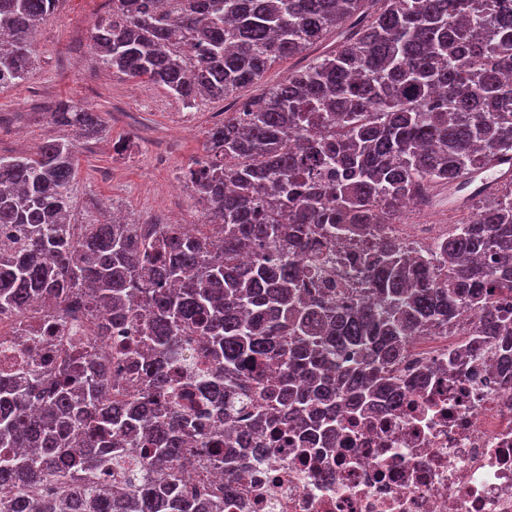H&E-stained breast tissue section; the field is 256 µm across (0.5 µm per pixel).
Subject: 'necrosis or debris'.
Masks as SVG:
<instances>
[{"label":"necrosis or debris","instance_id":"4bbe7bcc","mask_svg":"<svg viewBox=\"0 0 512 512\" xmlns=\"http://www.w3.org/2000/svg\"><path fill=\"white\" fill-rule=\"evenodd\" d=\"M479 325L464 309L447 331L411 337L405 375L447 361ZM499 359L488 344L471 373L436 375L382 415L337 409L327 481L314 479L312 457L294 443L250 432L244 480L224 486L193 448L182 488L196 499L223 487L224 512H512V370L501 373Z\"/></svg>","mask_w":512,"mask_h":512}]
</instances>
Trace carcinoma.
<instances>
[{"instance_id":"carcinoma-1","label":"carcinoma","mask_w":512,"mask_h":512,"mask_svg":"<svg viewBox=\"0 0 512 512\" xmlns=\"http://www.w3.org/2000/svg\"><path fill=\"white\" fill-rule=\"evenodd\" d=\"M495 2L108 0L91 35L100 64L189 108L255 84L280 59L306 63L205 131L185 173L203 217L191 232L77 220L78 140L105 131L81 103L51 111L77 139L0 156V229L13 237L0 252V317L30 328L18 345L38 357V323L65 336L75 308L104 311L114 326L137 322L139 340L114 350L141 367V392L115 404L106 365L84 346L58 368L0 370V512H224V497L205 509L182 491L190 438L232 481L224 445L241 409L257 432L283 409L332 448L336 406L381 410L422 383L400 375L408 337L474 311L477 335L451 368L512 337V316L494 305L512 297V180L471 197L431 256H409L383 228L512 151V0ZM58 4L0 0V88L29 74L33 33ZM323 237L359 244L344 260L366 300L323 275ZM193 335L205 338L206 411L177 377L181 337ZM35 388L45 397L32 414ZM127 448L142 449L143 470L122 471L128 491L101 492L96 478ZM49 482L56 492L30 497Z\"/></svg>"}]
</instances>
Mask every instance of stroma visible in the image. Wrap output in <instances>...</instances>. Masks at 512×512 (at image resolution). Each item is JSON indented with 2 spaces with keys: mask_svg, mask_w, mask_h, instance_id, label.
<instances>
[{
  "mask_svg": "<svg viewBox=\"0 0 512 512\" xmlns=\"http://www.w3.org/2000/svg\"><path fill=\"white\" fill-rule=\"evenodd\" d=\"M103 4L61 0L57 12L39 25L35 68L18 85L0 89V154H30L47 139L66 137V129L54 125L44 106L78 101L102 112L109 131L79 146L77 215L113 211L143 223L177 212L187 223H200L182 174L201 156L206 130L238 103L282 81L301 61H281L235 98L187 109L162 86L103 70L90 38ZM122 138L132 148L119 155L114 145Z\"/></svg>",
  "mask_w": 512,
  "mask_h": 512,
  "instance_id": "obj_1",
  "label": "stroma"
}]
</instances>
